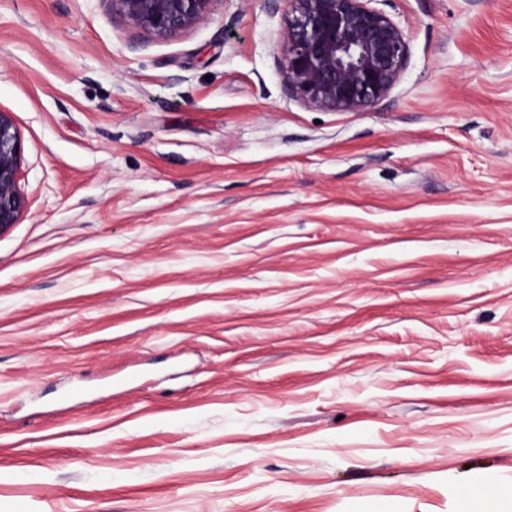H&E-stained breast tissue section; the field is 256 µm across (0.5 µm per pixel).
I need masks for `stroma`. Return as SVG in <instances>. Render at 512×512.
Here are the masks:
<instances>
[{"label":"stroma","instance_id":"stroma-1","mask_svg":"<svg viewBox=\"0 0 512 512\" xmlns=\"http://www.w3.org/2000/svg\"><path fill=\"white\" fill-rule=\"evenodd\" d=\"M364 112L285 4L158 38L0 0V512H512V0H371ZM371 0H284L279 33L288 94L332 112H362L385 98L407 64L400 26ZM22 139L12 118L0 112V234L16 224L25 208L18 187Z\"/></svg>","mask_w":512,"mask_h":512}]
</instances>
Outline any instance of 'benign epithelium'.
<instances>
[{"label": "benign epithelium", "instance_id": "7a95c632", "mask_svg": "<svg viewBox=\"0 0 512 512\" xmlns=\"http://www.w3.org/2000/svg\"><path fill=\"white\" fill-rule=\"evenodd\" d=\"M112 13L159 37L203 22L217 0H108ZM288 23L279 33L288 94L332 112H362L385 98L407 64L410 45L400 26L370 0H284ZM22 139L0 112V233L25 208L18 187Z\"/></svg>", "mask_w": 512, "mask_h": 512}]
</instances>
